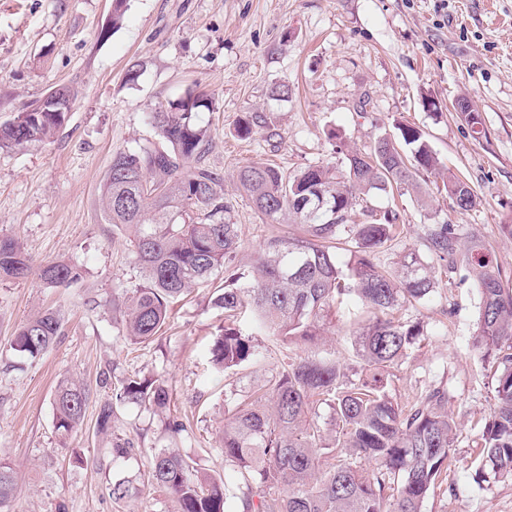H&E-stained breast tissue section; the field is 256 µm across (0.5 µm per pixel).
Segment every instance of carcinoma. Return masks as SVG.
<instances>
[{
	"label": "carcinoma",
	"instance_id": "cac0c4a2",
	"mask_svg": "<svg viewBox=\"0 0 512 512\" xmlns=\"http://www.w3.org/2000/svg\"><path fill=\"white\" fill-rule=\"evenodd\" d=\"M212 107L206 94L189 88L151 113L158 142L112 157L103 185L104 220L127 234L143 285L124 302L122 324L133 345L162 330L170 305L224 272L214 303L225 317L250 312L252 331L234 323L219 329L209 360L221 370L260 361L254 334L268 331L290 343L312 342L330 309L345 301L369 314L351 329L360 360L350 368L338 360L290 356L265 389L242 399L221 433L224 462L237 475L243 512H421L439 477L452 464L457 429L448 412V391L435 387L413 402L394 400L387 387L393 369L424 335L420 323L397 316L434 291L430 261L452 273L466 268L480 295L472 348L493 363L494 386L488 421L475 437L480 448L476 476L512 480V284L480 240H461L452 224L428 229L425 247L404 253L396 270L378 254L400 241L397 215L367 224L348 218L360 196L372 190L409 186L437 159L423 133L399 129L397 138L375 140L365 152L344 153L341 164L309 165L285 175L266 163L239 168L236 180L256 211L276 222L288 217L301 237L271 236L259 251L257 273L248 279L232 262L241 246L240 225L224 203V177L204 162L207 130L196 114ZM68 110L20 112L0 126V149L25 148L49 140ZM443 186L458 209L476 205L473 188L454 174ZM347 251L348 262L338 253ZM36 276L45 286L69 287L81 269L64 262L36 266L18 240L0 239V277ZM61 333V321L45 310L23 323L10 349L31 359L44 354ZM86 389L62 381L53 397L54 427L63 438L81 424ZM135 403L154 412L170 404L168 389L152 379L128 377L104 404L100 431L109 428L113 403ZM331 414L326 438L319 408ZM135 451L130 439H112L108 453L118 462ZM146 487L163 490L177 512H227L235 497L228 484L195 469L191 459L163 448L146 468L112 482V499L137 497ZM18 489L14 466L0 460V512H8Z\"/></svg>",
	"mask_w": 512,
	"mask_h": 512
}]
</instances>
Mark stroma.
Returning a JSON list of instances; mask_svg holds the SVG:
<instances>
[{
    "instance_id": "stroma-1",
    "label": "stroma",
    "mask_w": 512,
    "mask_h": 512,
    "mask_svg": "<svg viewBox=\"0 0 512 512\" xmlns=\"http://www.w3.org/2000/svg\"><path fill=\"white\" fill-rule=\"evenodd\" d=\"M137 67L136 82L126 80ZM67 85L76 99L50 141L0 150V238H15L34 263L80 265L82 280L49 288L36 278H0V460L13 463L19 489L10 512H175L165 492L145 489L113 501L116 475L145 469L162 448L177 449L195 468L233 482L220 434L224 414L262 388L289 353L326 357L350 346L360 310L340 305L321 336L290 345L269 333L255 338L264 360L224 373L208 351L224 311L213 301L221 278L172 304L155 341L130 344L120 306L143 279L126 235L101 218L99 195L113 156L155 142L150 114L187 87L213 106L198 120L209 135L207 163L224 175V201L242 227L234 264L253 274L265 238L287 230L254 209L233 179L251 162L285 174L341 161L338 144L364 151L382 134L413 125L439 159L417 185L372 191L350 223L395 211L404 236L385 250L393 264L423 249L432 224L478 236L512 279V0H127L120 25L112 0H0V124L12 121L50 89ZM288 96H279V87ZM468 100L486 129L475 138L454 109ZM260 122L251 138L235 133L243 113ZM454 172L479 203L457 212L442 175ZM438 286L403 318L426 335L395 366L390 393L404 403L434 387L448 390L458 428L457 463L425 499L422 512H512V481L476 484L475 433L492 404V378L473 352L480 296L462 273L435 265ZM59 312L61 334L43 356L10 350L15 330L39 310ZM164 381L166 412L129 404L112 415V435L137 449L116 464L110 437L97 431L101 404L123 380ZM88 391L84 419L61 438L53 421L58 381ZM183 432H173L174 424Z\"/></svg>"
}]
</instances>
